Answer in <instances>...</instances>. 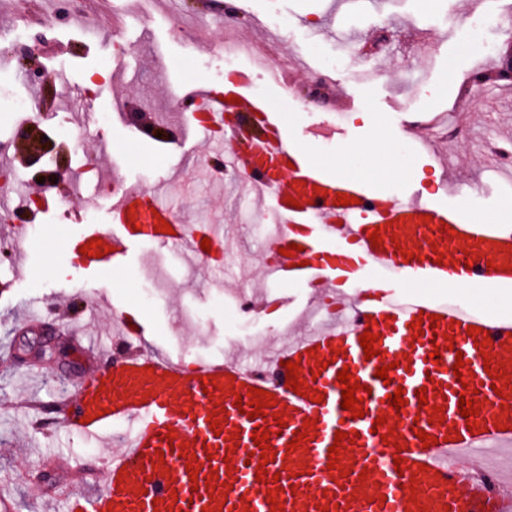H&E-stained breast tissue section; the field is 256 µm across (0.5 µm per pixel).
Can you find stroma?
I'll return each mask as SVG.
<instances>
[{
  "label": "stroma",
  "mask_w": 512,
  "mask_h": 512,
  "mask_svg": "<svg viewBox=\"0 0 512 512\" xmlns=\"http://www.w3.org/2000/svg\"><path fill=\"white\" fill-rule=\"evenodd\" d=\"M503 0H242L240 16L213 10L209 40L195 44L173 34L176 20L198 18L196 0H152L151 18L126 17L120 0H78L76 15L52 17L40 0H0V60L19 69L14 31L24 41L47 33L51 47L40 61L46 71H63L81 86L80 97L59 99L49 121L57 133L34 132L31 141L9 137L0 120V138H10V165L21 169V153L46 144L79 185L69 203L50 208L20 228L17 260L0 259V493L16 512H59L62 496L74 487L87 493L99 480L84 471L100 465L119 445L123 425L101 441L67 430L60 401L112 354L116 331L114 304L131 309L144 327L142 349L191 363L198 358L242 364L265 362L310 305L312 288L265 279L264 242L253 221L252 196L241 178L211 179L202 167L204 134L181 125L173 103L179 86L219 90L232 84L224 73L219 44L242 35L275 55L305 61L295 73L297 86L310 84L336 62L335 79L348 99L345 110L325 100L299 99L283 110L284 95L267 73L241 87L276 111L290 140L310 157L335 163L348 147L362 154L366 182L380 194L416 193L448 211H457L460 187H477L475 217L512 225V197L492 165L481 160L486 139L506 142L512 135V87L484 86L472 101L463 90L477 67L460 50L467 16L503 8ZM359 36L357 56L344 49ZM127 47L113 58V43ZM123 70V88H87L86 77L105 60ZM380 70L373 82L364 72ZM158 124L177 127L176 136L158 140L129 119L125 100ZM110 114L109 125L99 123ZM435 119L433 147L409 135L420 117ZM80 128L79 148L68 131ZM403 143L400 171L383 163L378 134ZM115 179L124 186L164 184L166 202L179 207L192 224L224 227L223 262L203 265L191 252L152 241L135 242L125 268L115 274L85 269L72 260L65 237L89 225L112 227V198L97 184ZM447 183L448 194L437 192ZM62 240L47 251V229ZM254 302L282 297V308H263V324L251 323L237 308L241 293Z\"/></svg>",
  "instance_id": "35a3bbf8"
}]
</instances>
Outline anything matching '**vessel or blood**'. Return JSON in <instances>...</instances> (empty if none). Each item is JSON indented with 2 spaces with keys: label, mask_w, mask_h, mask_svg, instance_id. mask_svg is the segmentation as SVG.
<instances>
[{
  "label": "vessel or blood",
  "mask_w": 512,
  "mask_h": 512,
  "mask_svg": "<svg viewBox=\"0 0 512 512\" xmlns=\"http://www.w3.org/2000/svg\"><path fill=\"white\" fill-rule=\"evenodd\" d=\"M272 159L238 156L240 166L253 170V183L268 190L273 200L295 199L289 223L280 225L276 248L297 244L293 256H278L272 268L277 280L306 283L314 300L330 298L344 313L336 322L303 337L279 353L275 377L266 380L233 360L182 363L141 352L142 329L119 315L121 350L108 365L85 379L68 401L67 429L96 436L112 425L128 427L123 447L113 453L103 471L102 489L93 495L67 492L69 512H271L276 497L283 512H317L334 506L338 512H446L447 492L464 490L468 500L481 496L476 483L462 484L456 469L460 458L482 467L485 455L512 445V398L500 397L503 380H491L485 367L506 362L512 377V315L487 309H463L441 295L449 276L484 285L495 295H512V230L493 220L465 219L448 214L432 201L415 195L380 199L359 178L330 175L301 156L286 134H279ZM355 196L341 206L338 194ZM174 227L173 234L156 232L157 219ZM112 231L90 230L75 238L73 249L89 240H102L110 252L103 258L84 257L87 266L106 262L121 266L130 245L152 240L200 253L202 240L223 247L222 231L212 225L179 223L173 210L161 204L152 190L128 188L112 205ZM379 232L383 244L374 248L369 235ZM412 251L405 260L402 250ZM480 252L482 261L465 267L464 254ZM371 284L360 293L361 281ZM439 315V330L424 329L414 336L411 324L420 315ZM489 331L490 340L477 348L469 327ZM380 335V353L366 357L359 338L365 329ZM440 360H432L433 348ZM463 360L470 378L459 383L456 360ZM300 363L299 377L309 385L308 396L287 387L285 361ZM327 369H319V361ZM388 367L391 384L377 378V367ZM350 370L354 382L370 388L364 396L362 418L341 406L343 385L337 373ZM218 384L204 394V380ZM256 387L273 394L283 406L282 422L248 418L235 406L237 396ZM404 388L405 406L390 408L387 397ZM427 403H419L417 389ZM475 390L480 412L477 432H470L458 407L463 389ZM322 402H314V395ZM222 411H215V403ZM444 409L443 423H430V406ZM217 415L219 430H211L208 415ZM387 424L375 427L377 417ZM314 420V432L288 451L296 431ZM173 429L174 441L161 440ZM397 445L383 444L388 430ZM349 435L342 442L341 469H328V449L336 431ZM435 436L424 446L418 431ZM268 433L274 454L267 474L279 481L260 483L253 434ZM195 452L200 471L190 478L182 449ZM402 467H395L396 457ZM214 488H206L209 474Z\"/></svg>",
  "instance_id": "obj_1"
}]
</instances>
